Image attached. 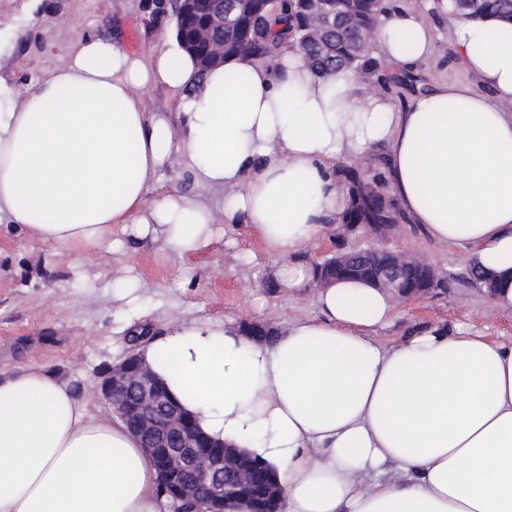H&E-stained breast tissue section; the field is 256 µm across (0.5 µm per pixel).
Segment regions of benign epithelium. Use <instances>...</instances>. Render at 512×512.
I'll use <instances>...</instances> for the list:
<instances>
[{
	"label": "benign epithelium",
	"mask_w": 512,
	"mask_h": 512,
	"mask_svg": "<svg viewBox=\"0 0 512 512\" xmlns=\"http://www.w3.org/2000/svg\"><path fill=\"white\" fill-rule=\"evenodd\" d=\"M199 0H142L143 24L152 32L167 23L181 26L196 11ZM212 8L183 47L198 54L202 69L224 63V41L215 32L224 29L223 0ZM392 224H346V233L362 230L378 239L389 237ZM317 282L324 286L350 275L393 296L411 300L437 290L435 269L424 259L386 248L347 250L343 247L317 264ZM150 339L149 332L130 340L132 350L120 361L96 373L94 391L124 422L136 420L131 431L139 438L147 461L175 503L197 502L208 512H225V505L253 497V458L237 448L205 435L186 412L156 399L159 388L149 367L135 349Z\"/></svg>",
	"instance_id": "7a95c632"
}]
</instances>
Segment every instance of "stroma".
Returning <instances> with one entry per match:
<instances>
[{"instance_id":"obj_1","label":"stroma","mask_w":512,"mask_h":512,"mask_svg":"<svg viewBox=\"0 0 512 512\" xmlns=\"http://www.w3.org/2000/svg\"><path fill=\"white\" fill-rule=\"evenodd\" d=\"M139 0H0V74L37 82L56 68L81 32L113 27L127 48L147 58L172 34L148 33ZM234 244L214 240L180 260L157 253L147 241L86 258H60L24 235L0 234V368L33 365L70 378L94 408H109L91 389L97 370L129 350V333L112 315V282L134 277L145 286L142 323L162 331L173 317L230 318L241 324L279 325L313 316L316 286H281L264 246L239 227ZM388 248L418 254L436 269L442 289L399 301L379 332L387 344L412 331L443 323L464 324L512 338V310L494 307L487 292L468 282L469 264L452 246L430 242L417 225L398 224Z\"/></svg>"}]
</instances>
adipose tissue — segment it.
Listing matches in <instances>:
<instances>
[{"label":"adipose tissue","mask_w":512,"mask_h":512,"mask_svg":"<svg viewBox=\"0 0 512 512\" xmlns=\"http://www.w3.org/2000/svg\"><path fill=\"white\" fill-rule=\"evenodd\" d=\"M465 77L396 107L351 97L284 52L282 76L250 56L200 71L178 40L150 59L120 35H84L47 78H0V224L60 257L123 237L186 258L246 225L285 288L315 277L298 252L347 206L340 158L384 144L391 193L436 243L465 251L512 310V22L455 17ZM414 6L377 27L374 55L432 60ZM161 85L180 112H148ZM180 157L189 195L153 196ZM317 313L247 336L234 320L167 322L141 347L170 396L213 439L276 473L282 512H512V342L457 325L378 338L397 302L360 280L319 289ZM0 512H173L139 439L92 412L72 381L0 369Z\"/></svg>","instance_id":"1"}]
</instances>
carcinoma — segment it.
<instances>
[{
    "mask_svg": "<svg viewBox=\"0 0 512 512\" xmlns=\"http://www.w3.org/2000/svg\"><path fill=\"white\" fill-rule=\"evenodd\" d=\"M333 8L342 19L351 22L347 30L335 34L320 32L308 42L302 41L305 28L317 12L315 2L306 6L300 0H282L276 10L267 8L244 12L240 0H224V11L232 23L224 26L225 55L239 54L237 45L248 41L249 55L276 71L280 57L291 50L306 58V65L316 78L346 73L359 83L391 95L412 81L411 71L396 69L372 56L366 41L389 13V3L379 0H334ZM456 14L464 18L512 21L508 0H455ZM361 165L338 166L339 183L348 202L341 220L345 224H399L405 220L397 199L389 194L386 179L366 180Z\"/></svg>",
    "mask_w": 512,
    "mask_h": 512,
    "instance_id": "cac0c4a2",
    "label": "carcinoma"
}]
</instances>
